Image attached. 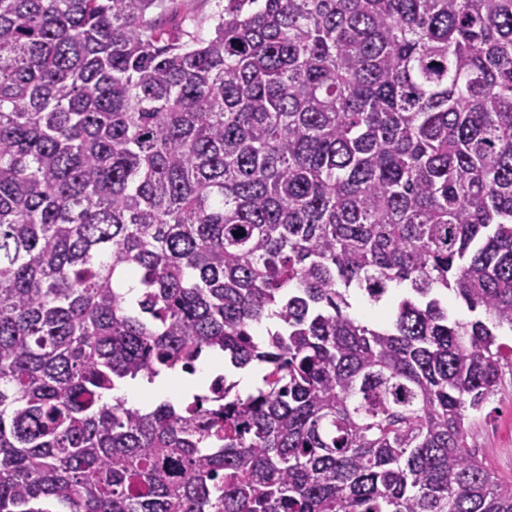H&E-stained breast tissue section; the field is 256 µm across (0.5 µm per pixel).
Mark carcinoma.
I'll list each match as a JSON object with an SVG mask.
<instances>
[{"label": "carcinoma", "instance_id": "1", "mask_svg": "<svg viewBox=\"0 0 512 512\" xmlns=\"http://www.w3.org/2000/svg\"><path fill=\"white\" fill-rule=\"evenodd\" d=\"M172 2L0 0V512H512V0ZM173 7L179 13L190 12L202 19L204 24L200 35L209 38L213 33L209 18L218 10L224 9V0H177ZM224 368V356H221L216 353L205 355L198 363V369L194 376H191L189 379H183L179 373H172L167 375H161L153 383H148L144 380H135L129 382V384L125 388V392L127 394V398L129 402L134 404H140L142 407H146V404L143 402H139L135 399V396L143 394L152 395L154 398H159L165 396L174 386L177 380L183 379L185 381L186 386L189 389L199 387L202 382L206 381L211 373L216 370ZM179 390H176L169 397L164 399L172 400L173 397H177L180 393H176ZM153 401V404H157L164 399ZM157 400V401H156ZM502 386L472 417L468 448L501 478L512 479V371L502 368Z\"/></svg>", "mask_w": 512, "mask_h": 512}]
</instances>
